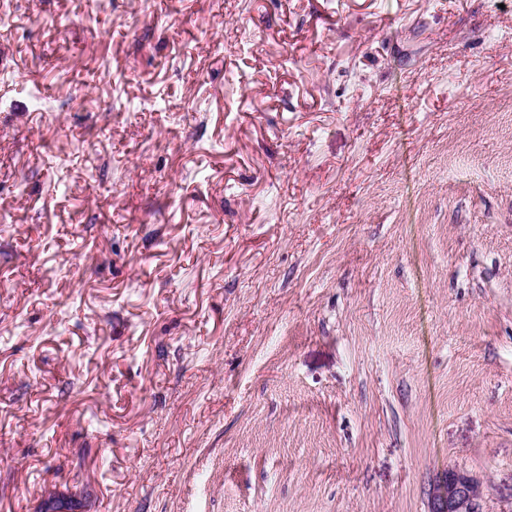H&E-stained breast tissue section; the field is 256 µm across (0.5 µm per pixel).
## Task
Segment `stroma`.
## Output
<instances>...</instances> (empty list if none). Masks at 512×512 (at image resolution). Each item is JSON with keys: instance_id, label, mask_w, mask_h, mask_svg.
Instances as JSON below:
<instances>
[{"instance_id": "1", "label": "stroma", "mask_w": 512, "mask_h": 512, "mask_svg": "<svg viewBox=\"0 0 512 512\" xmlns=\"http://www.w3.org/2000/svg\"><path fill=\"white\" fill-rule=\"evenodd\" d=\"M512 512V0H12L0 512ZM428 512H485L483 480L476 473L448 467L428 490Z\"/></svg>"}]
</instances>
